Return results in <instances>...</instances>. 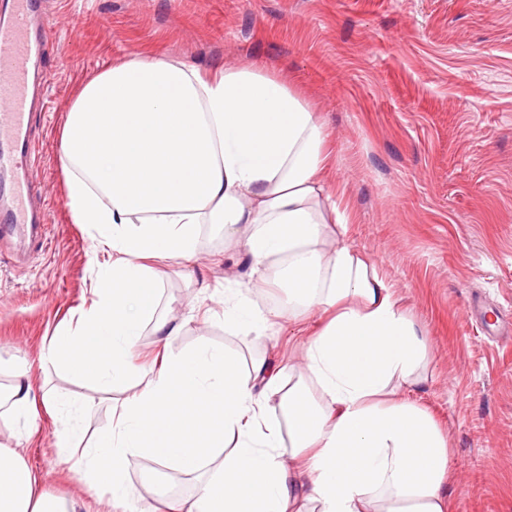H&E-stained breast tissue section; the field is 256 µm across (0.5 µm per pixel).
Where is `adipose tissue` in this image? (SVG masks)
Returning <instances> with one entry per match:
<instances>
[{"mask_svg": "<svg viewBox=\"0 0 512 512\" xmlns=\"http://www.w3.org/2000/svg\"><path fill=\"white\" fill-rule=\"evenodd\" d=\"M67 206L112 250L76 329L58 331L46 364L106 386L133 384L87 449L84 481L113 512H133L128 456L194 477L175 512H451V446L405 395L427 340L397 291L346 239L330 205V136L287 79L255 65L202 70L133 56L82 83L61 130ZM224 227L252 272L288 300L259 307L251 284L224 291V328L265 336L282 322L299 339L300 373L283 385L266 359L207 346L167 354L182 325L157 314L152 274L191 262L199 229ZM151 326L162 354L133 368ZM26 370L11 372L0 418L18 434L38 407ZM289 453H282V444ZM17 449L0 444V512H78L42 492Z\"/></svg>", "mask_w": 512, "mask_h": 512, "instance_id": "adipose-tissue-1", "label": "adipose tissue"}]
</instances>
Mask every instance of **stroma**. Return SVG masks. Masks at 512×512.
Masks as SVG:
<instances>
[{
    "label": "stroma",
    "instance_id": "1",
    "mask_svg": "<svg viewBox=\"0 0 512 512\" xmlns=\"http://www.w3.org/2000/svg\"><path fill=\"white\" fill-rule=\"evenodd\" d=\"M39 35L51 80L34 125L31 172L48 214V246L19 261L0 245V384L23 366L36 392L78 401L88 436L108 427L123 389L101 390L45 365L55 333L94 297L96 243L65 204L58 142L77 87L112 61L155 55L216 66L253 64L295 83L324 119L328 171L348 215L349 242L397 288L429 342L412 397L453 445L454 512H512V335L491 337L468 312L478 300L512 313V0H48ZM224 228L200 227L197 260L157 269L158 312L184 320L177 354L201 342L267 357L296 378L287 336L226 332ZM62 418L38 409L19 447L45 492L109 512L72 455L59 456ZM136 512H168L196 482L129 456Z\"/></svg>",
    "mask_w": 512,
    "mask_h": 512
}]
</instances>
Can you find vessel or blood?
<instances>
[{
  "instance_id": "vessel-or-blood-1",
  "label": "vessel or blood",
  "mask_w": 512,
  "mask_h": 512,
  "mask_svg": "<svg viewBox=\"0 0 512 512\" xmlns=\"http://www.w3.org/2000/svg\"><path fill=\"white\" fill-rule=\"evenodd\" d=\"M35 0H13L9 21L0 24V170L15 171L8 192L10 206L0 215V235L29 238L31 244L48 242L43 213L34 203V183L26 162L35 156L33 138L35 89L47 77L37 62L46 51L32 31Z\"/></svg>"
}]
</instances>
